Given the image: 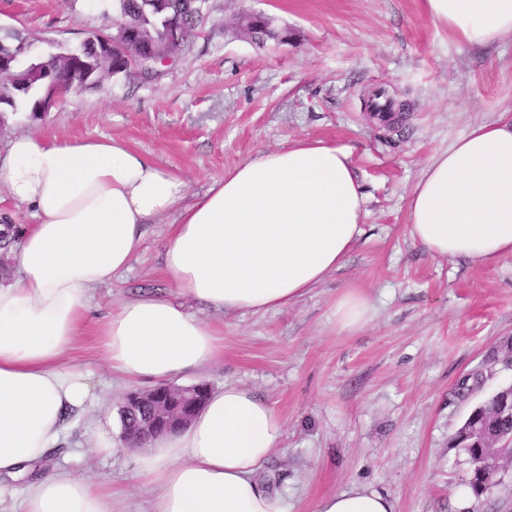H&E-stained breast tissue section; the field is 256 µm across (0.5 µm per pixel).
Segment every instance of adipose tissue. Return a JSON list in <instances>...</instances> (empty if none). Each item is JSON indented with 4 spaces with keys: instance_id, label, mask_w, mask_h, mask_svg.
Instances as JSON below:
<instances>
[{
    "instance_id": "obj_1",
    "label": "adipose tissue",
    "mask_w": 512,
    "mask_h": 512,
    "mask_svg": "<svg viewBox=\"0 0 512 512\" xmlns=\"http://www.w3.org/2000/svg\"><path fill=\"white\" fill-rule=\"evenodd\" d=\"M460 40L512 38V0H425ZM345 142L301 139L258 153L187 198L179 176L114 139L57 143L24 135L0 160V184L28 206L15 272L0 281V512H112V490L68 464L41 471L51 451L98 404L90 372L64 363L92 289L128 268L142 227L170 214L163 272L176 299L144 295L100 325L104 357L125 383L202 374L224 340L184 306L226 312L295 304L340 269L362 235L366 195ZM409 234L438 257L491 266L512 255V116L480 123L427 164L407 196ZM344 332L372 317L358 289L333 306ZM272 404L233 384L211 392L187 429L134 459L154 493L151 512H288L260 473L281 445ZM24 480L22 490L14 483ZM314 512H396L368 484L325 496Z\"/></svg>"
}]
</instances>
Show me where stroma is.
<instances>
[{"mask_svg":"<svg viewBox=\"0 0 512 512\" xmlns=\"http://www.w3.org/2000/svg\"><path fill=\"white\" fill-rule=\"evenodd\" d=\"M245 12L272 17L287 41L239 36ZM116 14L117 0H0V37L22 33L30 57L45 58L79 47ZM375 90L405 103L401 124L366 112ZM509 108L512 39L465 44L423 0H209L206 20L160 75L104 78L36 119L18 110L0 130V155L20 135L115 138L177 174L192 197L262 151L299 139L353 144L367 203L343 268L280 310L224 313L187 301L223 332L224 356L182 383L236 384L273 404L282 449L261 477L287 491L292 512H313L355 483L391 495L397 512H456L469 463L452 439L474 406L512 383V372L488 363L512 337V256L492 266L432 256L408 233L406 197L435 154ZM172 222L145 225L129 268L90 294L92 317L64 361L96 383L112 381L99 322L139 293L176 295L162 273ZM347 288L375 308L353 333L332 318ZM477 369L480 387L458 398L459 381ZM127 391L113 386L86 417L87 427L111 430V455L82 452L76 468L111 478L115 512H148L152 494L133 478L122 440Z\"/></svg>","mask_w":512,"mask_h":512,"instance_id":"1","label":"stroma"}]
</instances>
